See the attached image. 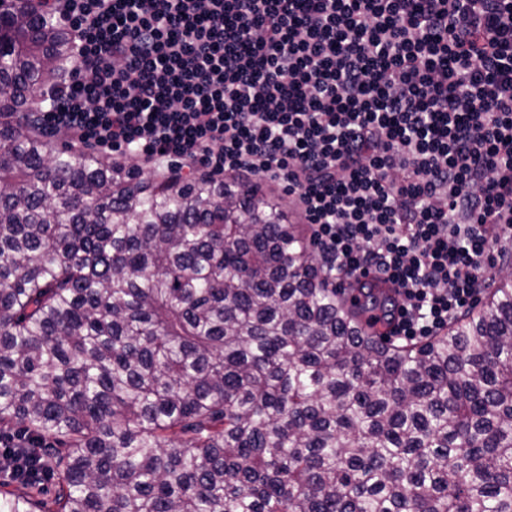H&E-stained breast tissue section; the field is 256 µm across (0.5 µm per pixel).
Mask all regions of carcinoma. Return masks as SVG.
<instances>
[{
	"label": "carcinoma",
	"mask_w": 512,
	"mask_h": 512,
	"mask_svg": "<svg viewBox=\"0 0 512 512\" xmlns=\"http://www.w3.org/2000/svg\"><path fill=\"white\" fill-rule=\"evenodd\" d=\"M71 46L0 0V512H512V273L395 344L279 200L56 148Z\"/></svg>",
	"instance_id": "1"
}]
</instances>
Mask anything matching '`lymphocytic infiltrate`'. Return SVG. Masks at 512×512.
<instances>
[{"label": "lymphocytic infiltrate", "mask_w": 512, "mask_h": 512, "mask_svg": "<svg viewBox=\"0 0 512 512\" xmlns=\"http://www.w3.org/2000/svg\"><path fill=\"white\" fill-rule=\"evenodd\" d=\"M49 132L282 188L331 280L440 334L512 246V0H65Z\"/></svg>", "instance_id": "1"}]
</instances>
